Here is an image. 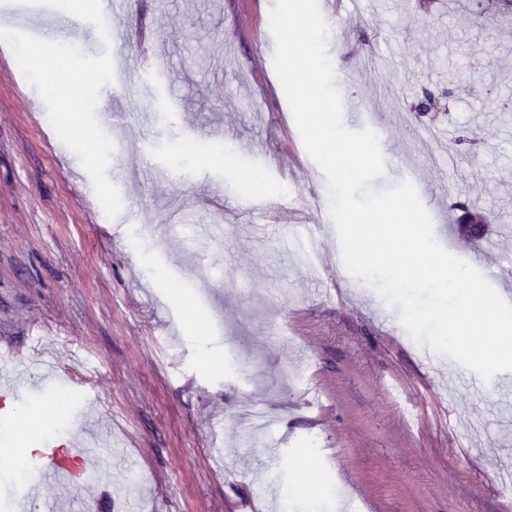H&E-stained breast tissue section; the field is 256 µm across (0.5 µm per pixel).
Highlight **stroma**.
Segmentation results:
<instances>
[{
	"instance_id": "obj_1",
	"label": "stroma",
	"mask_w": 512,
	"mask_h": 512,
	"mask_svg": "<svg viewBox=\"0 0 512 512\" xmlns=\"http://www.w3.org/2000/svg\"><path fill=\"white\" fill-rule=\"evenodd\" d=\"M419 3L343 5L334 85L372 115V190L412 182L451 223L443 248L512 295V0ZM113 10L110 40L79 18L71 33L124 66L95 107L112 115L113 218L0 42V383L67 414L75 445L106 434L85 467L112 512H512V383L485 391L346 269L328 182L260 52L270 6ZM60 14L0 0V23L29 35ZM148 155L169 180L143 173ZM463 205L494 213L486 239L459 232ZM289 219L318 225L315 265ZM203 224L219 231L198 248Z\"/></svg>"
}]
</instances>
